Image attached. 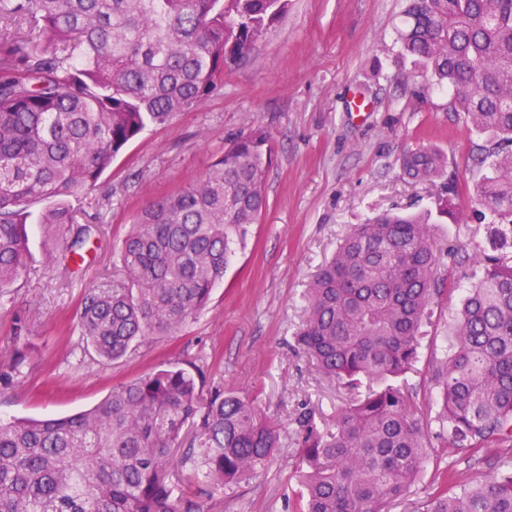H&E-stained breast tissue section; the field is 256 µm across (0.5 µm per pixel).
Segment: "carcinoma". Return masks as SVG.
Returning <instances> with one entry per match:
<instances>
[{
    "instance_id": "cac0c4a2",
    "label": "carcinoma",
    "mask_w": 512,
    "mask_h": 512,
    "mask_svg": "<svg viewBox=\"0 0 512 512\" xmlns=\"http://www.w3.org/2000/svg\"><path fill=\"white\" fill-rule=\"evenodd\" d=\"M288 0H0V288L26 266L28 225L81 258L93 227L68 199L96 184L150 126L200 106L226 59L251 58ZM450 107L487 138L477 201L495 222L474 256L434 381L435 436L416 417L407 375L443 289L431 213L383 214L355 226L307 291L294 336L349 400L294 419L302 512H392L440 440L503 456L470 483L448 469L420 512H512V0H408L399 32ZM269 135L254 128L205 175L149 203L122 240L119 275L79 305L86 350L116 363L201 314L248 227L267 206ZM406 176L433 182L447 158L419 150ZM25 354L0 362L9 385ZM194 430L191 455L175 457ZM282 447L255 401L170 366L114 387L61 418H0V512H195L177 483L261 476Z\"/></svg>"
}]
</instances>
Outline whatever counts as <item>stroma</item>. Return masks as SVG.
I'll use <instances>...</instances> for the list:
<instances>
[{
	"label": "stroma",
	"mask_w": 512,
	"mask_h": 512,
	"mask_svg": "<svg viewBox=\"0 0 512 512\" xmlns=\"http://www.w3.org/2000/svg\"><path fill=\"white\" fill-rule=\"evenodd\" d=\"M405 0H289L288 12L246 63L226 65L224 85L170 124L144 131L117 157L93 189L71 198L79 223L97 232L80 262L62 255L39 225L30 227L26 270L0 290V360L26 353L13 383L0 389V417L56 418L87 409L119 382L169 363L205 374V389L221 385L255 398L280 430L274 463L256 480L185 493L199 512H294L296 452L291 420L303 406L331 412L346 394L290 342L307 317L304 294L353 225L385 212L435 208L440 185L401 170L408 152L435 148L448 158L460 193V220L435 224L441 288L463 280L468 267L448 255L487 243L489 219L477 216L474 163L482 137L449 96L400 56ZM367 108L351 111L352 99ZM260 127L274 150L265 186L268 205L250 225L208 307L175 336L142 344L114 364L84 351L78 307L84 292L116 270L117 253L141 209L202 177L233 138ZM441 296L427 329L428 346L408 376L417 418L430 427L429 398L440 349L458 307ZM26 332L16 336L17 323ZM495 457L478 459L436 444L418 483L395 512H415L436 466L452 465L470 482L492 473Z\"/></svg>",
	"instance_id": "1"
}]
</instances>
